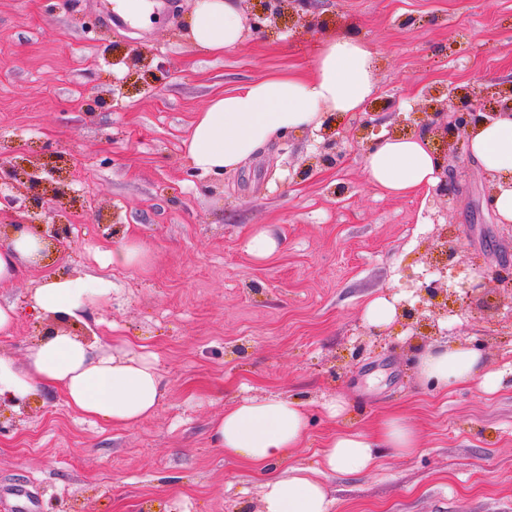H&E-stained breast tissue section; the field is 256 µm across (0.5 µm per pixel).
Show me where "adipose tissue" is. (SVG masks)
<instances>
[{
	"instance_id": "adipose-tissue-1",
	"label": "adipose tissue",
	"mask_w": 512,
	"mask_h": 512,
	"mask_svg": "<svg viewBox=\"0 0 512 512\" xmlns=\"http://www.w3.org/2000/svg\"><path fill=\"white\" fill-rule=\"evenodd\" d=\"M187 30L193 43L220 53L238 45L245 25L235 0H197ZM375 54L361 39L336 35L322 40L309 74L275 73L213 96L194 120L184 143L186 159L213 176L232 172L268 142L322 125L330 113L359 111L376 91ZM472 156L497 181L493 210L512 223V116L484 124L468 135ZM371 184L406 196L438 181L436 160L420 135H384L364 158ZM43 244L29 229L0 246V285L11 283L23 263H37ZM112 293L103 277L42 279L29 301L34 311L62 323L81 320ZM440 388L496 381L473 349L440 344L423 352L416 367ZM63 389L71 408L110 425H134L151 416L165 396L154 361L123 342L107 348L72 332L54 330L32 346L24 365L0 353V401L18 403L46 388ZM308 427L304 402L290 397L243 399L211 425L226 456L265 472L262 512H330L325 473L360 474L381 451L408 455L419 447L415 426L387 414L371 433L343 430L329 439L316 466L291 464Z\"/></svg>"
}]
</instances>
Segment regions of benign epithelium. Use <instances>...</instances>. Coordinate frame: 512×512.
Returning a JSON list of instances; mask_svg holds the SVG:
<instances>
[{
	"label": "benign epithelium",
	"mask_w": 512,
	"mask_h": 512,
	"mask_svg": "<svg viewBox=\"0 0 512 512\" xmlns=\"http://www.w3.org/2000/svg\"><path fill=\"white\" fill-rule=\"evenodd\" d=\"M300 4H305V0H268L265 9L269 11V18L275 20L284 15L285 11L292 10ZM487 100V92L473 88L449 100L446 112L424 111L418 116H413L411 126L418 131L431 134L447 149L455 151L460 135L498 116L512 113V87L495 93V106L490 110L486 109ZM42 170L41 159L38 157L0 161V182L11 185L26 198V204L22 208L23 215L13 224L0 225V238L7 240L12 237L11 231L26 227L40 236L43 251L53 248L58 252H64L73 239L72 225L60 217L50 223L39 218L49 201L45 181L39 178ZM437 285L436 280L422 284L416 292L420 301L415 306L411 307L405 303L398 305L400 316L404 319L402 327L418 333L420 323H414L412 319L419 311L425 309L427 302L436 297Z\"/></svg>",
	"instance_id": "1"
}]
</instances>
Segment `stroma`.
I'll return each mask as SVG.
<instances>
[{"instance_id":"obj_1","label":"stroma","mask_w":512,"mask_h":512,"mask_svg":"<svg viewBox=\"0 0 512 512\" xmlns=\"http://www.w3.org/2000/svg\"><path fill=\"white\" fill-rule=\"evenodd\" d=\"M151 2L150 25L135 28L107 22L114 0H0V154L41 156L47 181L65 162L74 234L70 250L0 287L17 312L0 351L24 361L56 328L29 305L40 280L103 276L110 300L69 330L142 346L165 386L157 412L125 427L73 410L59 389L1 404L0 512H261L262 474L225 457L211 424L270 395L307 404L296 463L314 464L342 428L369 432L391 412L414 422V455L327 476L331 512H512V285L493 275L512 267V227L487 208L467 141L448 157L452 194L393 197L368 182L350 138L365 120L373 140L460 89L512 85V0H313L220 55L184 31L195 0ZM336 33L378 59L376 96L333 119L341 155L319 162L324 138L304 131L238 171L191 170L182 142L212 96L309 69L320 37ZM92 98L102 106L88 109ZM263 225L281 248L258 260L246 241ZM446 225L452 265L463 277L480 266L483 288L426 308L438 332L371 335L366 302L412 299ZM129 238L149 246L147 266L100 265ZM444 343L477 349L503 385L424 384L415 358ZM336 397L341 418L326 408Z\"/></svg>"}]
</instances>
